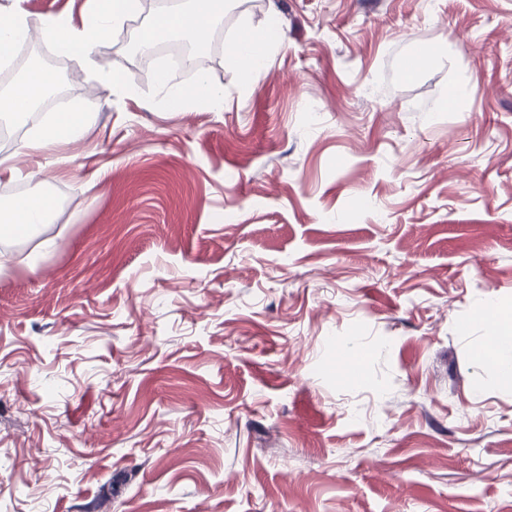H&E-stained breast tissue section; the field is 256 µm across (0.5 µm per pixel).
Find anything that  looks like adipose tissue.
I'll return each mask as SVG.
<instances>
[{
	"mask_svg": "<svg viewBox=\"0 0 512 512\" xmlns=\"http://www.w3.org/2000/svg\"><path fill=\"white\" fill-rule=\"evenodd\" d=\"M225 0H190L179 11L156 18L144 33L142 47H150L157 34H179L200 42L212 23L224 15ZM141 7V0H91L89 20L83 28L76 29L60 16L46 15L32 21L25 16L0 9V59H7L12 48L27 38L31 29H40L45 35L57 39L72 49L74 56L96 67L101 81L108 89L120 88L119 75L111 65L99 64L95 46L101 37L121 25ZM281 45L273 23L250 30L232 47L233 58L241 63L244 72H252L255 63L267 59ZM161 102L176 108L189 102L210 107H220L224 101L222 90L213 87L208 80H199L195 86L181 88L171 84L168 76H160ZM51 86L48 73L39 67H31L11 93L0 100V112L21 119L33 112L36 105L47 96ZM98 104H91L79 112H60L42 128L32 143L44 150L53 149L62 141L76 137L81 128L93 121ZM49 221V207L37 195L19 200L13 207L8 221L0 224V237L29 235L38 232ZM490 364L500 384L512 388V319L495 324L488 338L483 357Z\"/></svg>",
	"mask_w": 512,
	"mask_h": 512,
	"instance_id": "1",
	"label": "adipose tissue"
}]
</instances>
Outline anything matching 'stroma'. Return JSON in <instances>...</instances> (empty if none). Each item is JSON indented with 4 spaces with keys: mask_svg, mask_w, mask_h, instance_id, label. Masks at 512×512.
I'll use <instances>...</instances> for the list:
<instances>
[{
    "mask_svg": "<svg viewBox=\"0 0 512 512\" xmlns=\"http://www.w3.org/2000/svg\"><path fill=\"white\" fill-rule=\"evenodd\" d=\"M160 2L97 43L124 91L37 33L0 78L101 103L30 157L49 226L0 240V512H512V390L477 361L512 314V0H229L218 111L163 105L126 43ZM280 45L281 39L274 30L271 14L264 27L250 30L233 44L232 56L241 63L243 71L249 74L255 63L267 59Z\"/></svg>",
    "mask_w": 512,
    "mask_h": 512,
    "instance_id": "obj_1",
    "label": "stroma"
}]
</instances>
